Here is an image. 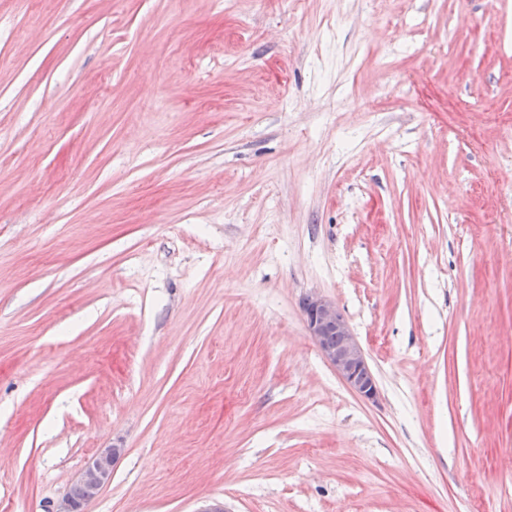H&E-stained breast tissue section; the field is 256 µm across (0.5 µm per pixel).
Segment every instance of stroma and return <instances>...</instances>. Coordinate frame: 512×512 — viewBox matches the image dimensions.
Wrapping results in <instances>:
<instances>
[{"label":"stroma","instance_id":"stroma-1","mask_svg":"<svg viewBox=\"0 0 512 512\" xmlns=\"http://www.w3.org/2000/svg\"><path fill=\"white\" fill-rule=\"evenodd\" d=\"M112 446L85 512H512V0H0V506ZM301 308L305 310L308 335L322 358L360 400L375 403L379 396L376 378L361 344L336 303L323 296L310 295L302 300ZM331 336H336V343L329 342L334 339Z\"/></svg>","mask_w":512,"mask_h":512}]
</instances>
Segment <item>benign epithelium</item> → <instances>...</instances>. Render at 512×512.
<instances>
[{
    "mask_svg": "<svg viewBox=\"0 0 512 512\" xmlns=\"http://www.w3.org/2000/svg\"><path fill=\"white\" fill-rule=\"evenodd\" d=\"M305 322L308 335L322 358L333 367L346 387L364 402H376L379 396L376 378L365 352L336 303L319 295L307 297ZM336 337L331 343L328 338ZM120 448H102L77 473L73 487L102 488L112 478V467Z\"/></svg>",
    "mask_w": 512,
    "mask_h": 512,
    "instance_id": "obj_1",
    "label": "benign epithelium"
}]
</instances>
